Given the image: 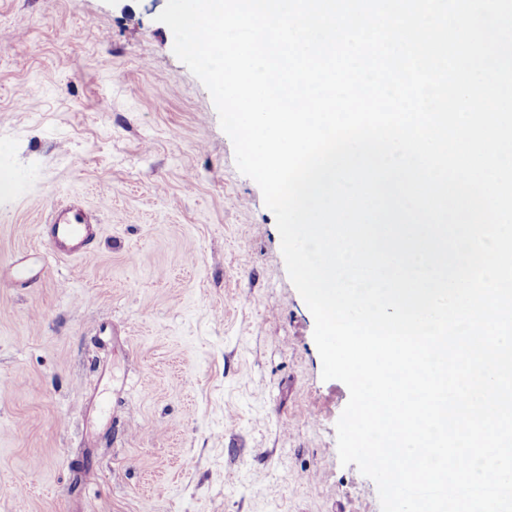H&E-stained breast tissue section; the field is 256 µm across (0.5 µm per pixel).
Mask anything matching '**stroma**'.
Wrapping results in <instances>:
<instances>
[{
  "label": "stroma",
  "instance_id": "35a3bbf8",
  "mask_svg": "<svg viewBox=\"0 0 512 512\" xmlns=\"http://www.w3.org/2000/svg\"><path fill=\"white\" fill-rule=\"evenodd\" d=\"M166 0H0V512H381ZM97 226L60 257L55 203Z\"/></svg>",
  "mask_w": 512,
  "mask_h": 512
}]
</instances>
